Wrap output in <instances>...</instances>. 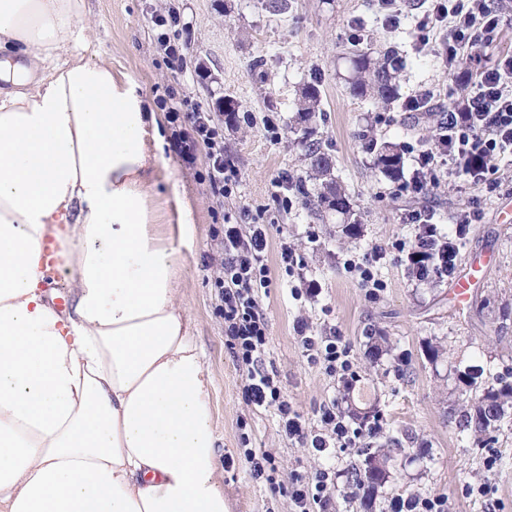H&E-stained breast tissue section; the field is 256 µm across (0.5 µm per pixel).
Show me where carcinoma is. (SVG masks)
Segmentation results:
<instances>
[{"label": "carcinoma", "instance_id": "carcinoma-1", "mask_svg": "<svg viewBox=\"0 0 512 512\" xmlns=\"http://www.w3.org/2000/svg\"><path fill=\"white\" fill-rule=\"evenodd\" d=\"M351 70L348 76L350 93L358 98H373L384 105L398 98L399 76L404 62L393 50L374 52L370 46L361 43L351 45L349 51ZM321 111V93L316 81L302 84L295 100L296 115L291 129L298 135L300 144L306 149L308 179L298 178L299 190L306 204L318 215L334 214L341 217L342 233L348 238L359 235L360 221L354 217L349 195L337 182L333 174V161L321 151L318 142L312 140L315 128L310 126ZM374 154L373 166L382 176L397 180L403 172V154L396 145L376 141L369 143ZM312 181L314 192H309L306 181ZM456 387L468 402L466 409L458 414L460 431L476 435L497 427L505 416V404L512 402V369L503 373L494 369V363L480 369V375L473 376L460 368L454 369ZM392 448L386 452L368 444L361 448L364 456L362 466H355L345 472V484L361 492V499L372 501L378 487L384 485L390 476L392 462L403 452L401 442L390 440Z\"/></svg>", "mask_w": 512, "mask_h": 512}]
</instances>
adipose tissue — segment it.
<instances>
[{"mask_svg": "<svg viewBox=\"0 0 512 512\" xmlns=\"http://www.w3.org/2000/svg\"><path fill=\"white\" fill-rule=\"evenodd\" d=\"M92 45L86 0H0V512H227L191 207L156 230L164 116Z\"/></svg>", "mask_w": 512, "mask_h": 512, "instance_id": "obj_1", "label": "adipose tissue"}]
</instances>
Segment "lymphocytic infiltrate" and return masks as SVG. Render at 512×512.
<instances>
[{"label": "lymphocytic infiltrate", "mask_w": 512, "mask_h": 512, "mask_svg": "<svg viewBox=\"0 0 512 512\" xmlns=\"http://www.w3.org/2000/svg\"><path fill=\"white\" fill-rule=\"evenodd\" d=\"M425 21L416 38L418 49L430 43L429 32L447 25L448 37L442 55L449 69H456L466 52L478 45H489L498 35L499 16L491 0H430ZM171 120L183 121L180 132L181 156L195 164L198 146L208 150L207 177L212 193L230 194L235 172L218 147V131L209 113L190 106L187 98L170 95ZM512 151V56L490 66L477 68L471 80L462 111L448 119V143L440 153L419 151L412 177L400 184L403 192L424 193L440 168L449 175L466 178L476 186H490L498 172L497 160ZM429 211L409 213L415 235L410 242L409 261L423 268L434 250L446 247L443 236ZM224 237L220 243L222 259L216 270L218 290L216 311L224 318V335L243 377V398L254 410L274 411L279 416L287 439L308 444L318 454L331 457L337 449L359 447L364 431L353 426L335 405L324 406L320 426L309 431L302 415L285 397L280 381L265 365L270 343L268 318L260 304L259 291L267 287L270 270L266 258V229L261 224L239 223L236 214L224 215ZM297 334L309 358L321 365L332 378H354L349 351L336 330L315 332L305 320H298ZM239 455L254 481L263 482L285 496L291 512H336V469L324 466L314 474H293L278 478L275 458L256 452L249 436H242Z\"/></svg>", "instance_id": "1"}]
</instances>
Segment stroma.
<instances>
[{"mask_svg": "<svg viewBox=\"0 0 512 512\" xmlns=\"http://www.w3.org/2000/svg\"><path fill=\"white\" fill-rule=\"evenodd\" d=\"M267 0H87L94 24V47L113 70L135 80L145 97L158 101L167 88L187 95L213 113L224 144V156L238 177L227 197H215L205 181L206 156L187 165L174 139L176 126L165 123L166 145L159 167L161 181L177 183L193 210L195 241L186 253L180 288L190 330L204 352L214 380L212 417L218 457L239 453V419L250 425L252 446L271 452L282 476L312 473L324 459L311 448L287 440L279 419L256 412L242 397V377L225 344L224 320L215 312L212 258L214 234L227 211H247L267 227V255L272 284L261 292L270 326L266 365L280 376L283 392L303 416L307 428L319 427L320 409L336 402L377 405L387 426L373 445L398 437L403 464L391 472L371 504L336 490V512H388L389 503L407 496L444 497L448 512H512V413L500 427L477 437L459 432L450 412L461 400L449 374L457 361L474 355L492 358L498 369L512 367V160L499 166L494 192L449 177L438 179L422 195L400 193L393 181L375 171L367 139L400 148L435 146L436 117L465 96L464 85L445 67L439 43L426 52L415 49L417 23L423 12L409 0L399 27H387L376 0H288L283 12L268 9ZM167 35L184 59V69H169L157 38ZM360 40L379 50H395L406 61L399 98L389 106L353 97L346 83V51ZM317 80L322 92V119L316 137L332 156L334 173L345 187L361 222L358 238L341 234L335 217L317 219L293 189L275 187L280 178L306 177L304 150L289 129L299 86ZM426 92L430 112H409L404 101ZM240 105L235 124H226L217 101ZM476 214L463 239L453 275L437 282L420 281L409 271L402 241L414 234L404 221L411 211L431 210L439 224L457 211ZM300 254L303 278L317 280L321 293L314 303L291 295L297 278L279 267L281 243ZM384 250L378 265L386 288L367 295L346 260L362 258L372 248ZM480 271H473L474 261ZM472 278L468 302L457 306L452 290L457 279ZM314 330L336 328L343 336L359 379L351 390L327 376L308 358L294 331L296 319ZM388 338L392 350L371 362L366 329ZM450 337L451 348L438 362L424 355L428 341ZM494 459L486 468V459ZM486 486L478 496L477 486ZM228 512H290L287 498L251 479L245 464L224 471Z\"/></svg>", "mask_w": 512, "mask_h": 512, "instance_id": "obj_1", "label": "stroma"}]
</instances>
